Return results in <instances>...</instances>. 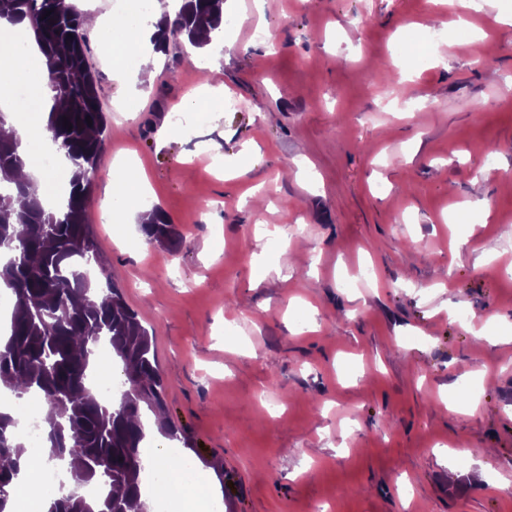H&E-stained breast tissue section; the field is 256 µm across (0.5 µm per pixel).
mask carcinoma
Returning a JSON list of instances; mask_svg holds the SVG:
<instances>
[{
	"label": "carcinoma",
	"mask_w": 512,
	"mask_h": 512,
	"mask_svg": "<svg viewBox=\"0 0 512 512\" xmlns=\"http://www.w3.org/2000/svg\"><path fill=\"white\" fill-rule=\"evenodd\" d=\"M51 14H46V11ZM0 18L26 19L47 61V81L56 105L48 131L71 164L64 207L48 208L34 183L20 175L25 159L19 141L4 131L0 114V246L11 252L0 262V284L10 290L9 331L0 344V383L22 398L38 396L48 410L42 449L47 463H65L68 486L51 493L46 512H146L141 501L145 438L141 416L158 417L168 438L178 431L165 418L164 381L154 336L104 270L103 249L87 210L88 174L105 142L96 78L85 61L83 16L66 0H0ZM224 23V0H176L174 13L155 24L157 52L172 39L200 45L198 33ZM92 123H87L86 117ZM69 121L72 127L64 126ZM143 224L150 242L177 249L183 237L163 212ZM107 343L121 362L125 389L109 404L89 390L97 347ZM20 422L0 412V512L28 452Z\"/></svg>",
	"instance_id": "cac0c4a2"
}]
</instances>
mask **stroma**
Instances as JSON below:
<instances>
[{
    "instance_id": "obj_1",
    "label": "stroma",
    "mask_w": 512,
    "mask_h": 512,
    "mask_svg": "<svg viewBox=\"0 0 512 512\" xmlns=\"http://www.w3.org/2000/svg\"><path fill=\"white\" fill-rule=\"evenodd\" d=\"M224 16L223 50L202 52L223 95L199 125L174 120L210 95L186 41L151 73L86 33L106 123L88 212L155 336L167 457L224 512H512V0ZM438 25L450 54L417 65ZM122 157L179 250L136 212L105 218ZM155 218L143 224V232L149 242H156L169 250L177 249L183 242V237L175 224H169L166 216L158 209L152 211Z\"/></svg>"
}]
</instances>
